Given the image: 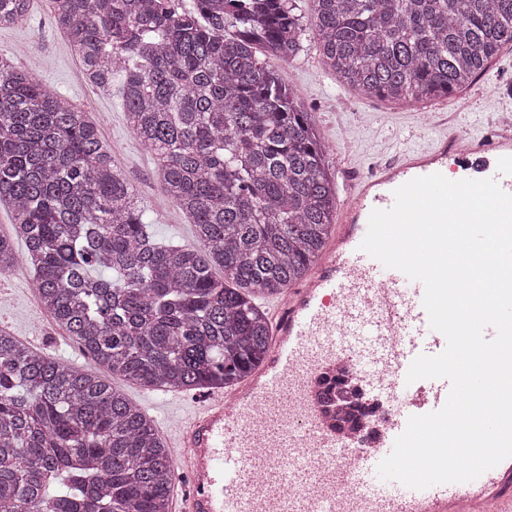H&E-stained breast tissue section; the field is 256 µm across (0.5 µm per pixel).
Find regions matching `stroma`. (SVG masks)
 Here are the masks:
<instances>
[{
  "instance_id": "obj_1",
  "label": "stroma",
  "mask_w": 512,
  "mask_h": 512,
  "mask_svg": "<svg viewBox=\"0 0 512 512\" xmlns=\"http://www.w3.org/2000/svg\"><path fill=\"white\" fill-rule=\"evenodd\" d=\"M316 44L314 33H306L299 57L278 62L277 68L282 81L301 93L311 112L335 184L367 174L374 162L403 151L434 147L442 129L485 135L494 130L499 114H512V45L504 46L460 99L433 105L381 101L342 87L323 68ZM0 52L23 66L37 58L42 86L63 93L98 123L103 142L145 207L159 242L196 246L192 224L162 194L153 157L128 127L119 93L102 95L84 80L48 0H34L23 26L0 29ZM31 282L32 270L24 264L0 276V326L22 341L36 340L44 352L65 362L91 366L79 345L40 308ZM122 389L134 403L148 405L149 417L161 433L190 408L191 396L186 392L163 393L127 383Z\"/></svg>"
}]
</instances>
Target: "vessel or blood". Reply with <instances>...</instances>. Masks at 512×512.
<instances>
[{
	"mask_svg": "<svg viewBox=\"0 0 512 512\" xmlns=\"http://www.w3.org/2000/svg\"><path fill=\"white\" fill-rule=\"evenodd\" d=\"M473 166L512 193V129L494 139L454 133L430 150H407L349 184L337 232L311 275L290 285L270 313L261 366L233 391H203L168 435L187 481L173 512H512V464L477 479L415 490L380 478L410 416L440 409L447 379L407 382L413 359L446 346L423 306L425 288L361 250L372 210L395 203L409 180ZM361 367L368 402L384 404L383 431L368 448L337 429L325 379Z\"/></svg>",
	"mask_w": 512,
	"mask_h": 512,
	"instance_id": "obj_1",
	"label": "vessel or blood"
}]
</instances>
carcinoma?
<instances>
[{
  "instance_id": "carcinoma-1",
  "label": "carcinoma",
  "mask_w": 512,
  "mask_h": 512,
  "mask_svg": "<svg viewBox=\"0 0 512 512\" xmlns=\"http://www.w3.org/2000/svg\"><path fill=\"white\" fill-rule=\"evenodd\" d=\"M30 2L0 0V29ZM303 2L52 0L90 81L117 87L193 248L155 239L87 113L0 53V275L23 241L41 306L112 376L228 390L264 360L259 300L307 277L336 216L326 148L277 73L306 30L338 83L397 103L453 98L512 44V0ZM171 456L96 371L0 327V512H171Z\"/></svg>"
}]
</instances>
